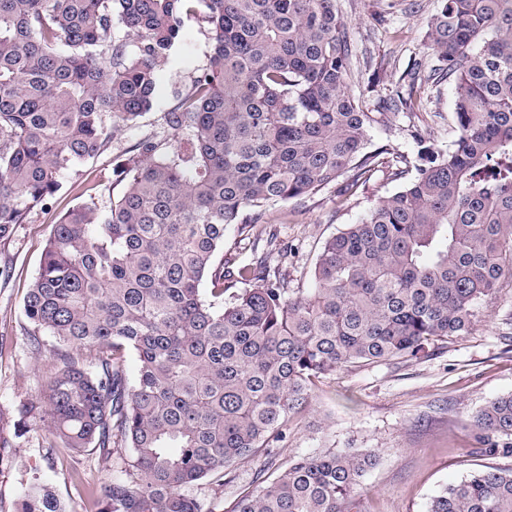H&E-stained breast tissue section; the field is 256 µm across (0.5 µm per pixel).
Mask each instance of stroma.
Wrapping results in <instances>:
<instances>
[{"label":"stroma","mask_w":512,"mask_h":512,"mask_svg":"<svg viewBox=\"0 0 512 512\" xmlns=\"http://www.w3.org/2000/svg\"><path fill=\"white\" fill-rule=\"evenodd\" d=\"M352 49L349 90L368 110L403 85L406 68L419 62L414 109L390 114L386 127L371 134L372 147H385L382 167L355 192L332 184L316 193L270 207L260 229L293 252L279 265L289 288H307L321 249L346 225L357 223L380 197L402 186L395 169L415 161L418 140L447 149L455 139V88L434 75L436 57L428 46V23L441 0H337ZM210 27L202 15L185 20L179 41L156 70L158 92L150 110L118 125L109 148L77 164L63 177L65 192L54 211L33 213L10 241L0 243V406L34 396L53 354L31 353L23 312L45 241L58 211L83 187L96 184L98 207L110 204L109 185L134 143L156 137L174 143L164 114L175 90L188 86L207 64ZM512 392V279L503 280L477 305L469 335L439 343L418 360L361 363L341 367L316 382L310 403L282 427L277 441L226 470L223 489L203 481L189 495L209 506L222 494L232 508L267 475L284 471L304 455L327 450H369L377 457L366 490L351 512H428L442 488L485 467L512 468L511 455H488L473 439L472 420L488 401ZM0 464V512H14L31 483L51 488L65 512H98L93 493L121 476L119 455L93 453L72 459L62 448L45 447L38 422L7 451Z\"/></svg>","instance_id":"stroma-1"}]
</instances>
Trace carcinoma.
I'll return each instance as SVG.
<instances>
[{
  "instance_id": "obj_1",
  "label": "carcinoma",
  "mask_w": 512,
  "mask_h": 512,
  "mask_svg": "<svg viewBox=\"0 0 512 512\" xmlns=\"http://www.w3.org/2000/svg\"><path fill=\"white\" fill-rule=\"evenodd\" d=\"M201 7L213 47L165 114L176 144L138 140L108 210L90 195L58 215L24 298L31 347L50 337L55 361L35 399L0 407V451L30 419L48 448L127 451L100 512H202L185 490L224 486L316 380L428 355L512 279V0H442L428 40L455 84V140L418 141L414 174L328 239L312 287L295 292L265 258L224 266V232L345 175L348 189L369 179L386 153L367 150L371 132L413 107L418 64L408 92L371 112L347 91L336 0H0V243L108 147L112 123L150 109L155 69ZM474 427L486 451L512 454V393ZM375 461L299 457L232 512H349ZM16 512L64 509L32 485ZM428 512H512V468L471 472Z\"/></svg>"
}]
</instances>
